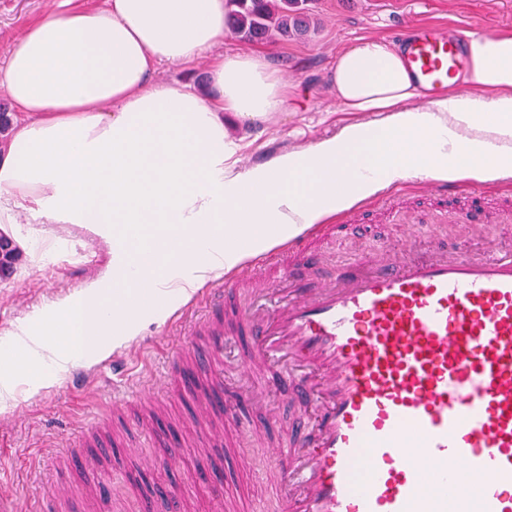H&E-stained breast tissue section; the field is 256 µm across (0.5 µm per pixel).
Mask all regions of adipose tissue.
<instances>
[{
  "mask_svg": "<svg viewBox=\"0 0 512 512\" xmlns=\"http://www.w3.org/2000/svg\"><path fill=\"white\" fill-rule=\"evenodd\" d=\"M30 23L0 68L23 115L0 146V224H78L100 235L103 274L0 341V401L62 382L186 304L206 281L303 227L422 174L512 177V33L468 32L465 67L435 106L398 43L362 37L327 74L331 137L242 169L225 116L253 121L294 92L269 56L220 52L228 0H104ZM212 62L205 91L156 82L160 65ZM372 112L382 122L368 121Z\"/></svg>",
  "mask_w": 512,
  "mask_h": 512,
  "instance_id": "obj_1",
  "label": "adipose tissue"
}]
</instances>
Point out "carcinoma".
Segmentation results:
<instances>
[{
	"label": "carcinoma",
	"instance_id": "1",
	"mask_svg": "<svg viewBox=\"0 0 512 512\" xmlns=\"http://www.w3.org/2000/svg\"><path fill=\"white\" fill-rule=\"evenodd\" d=\"M227 21L243 42L268 44L305 36L313 24L311 0H228Z\"/></svg>",
	"mask_w": 512,
	"mask_h": 512
}]
</instances>
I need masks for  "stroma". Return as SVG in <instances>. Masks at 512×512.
Instances as JSON below:
<instances>
[{
    "label": "stroma",
    "instance_id": "35a3bbf8",
    "mask_svg": "<svg viewBox=\"0 0 512 512\" xmlns=\"http://www.w3.org/2000/svg\"><path fill=\"white\" fill-rule=\"evenodd\" d=\"M312 8L318 22L314 35L269 47L283 78L299 87L288 111L227 125L231 136L245 144L244 162L304 147L357 121L356 113L337 111L325 75L337 50L358 38L389 37L398 20L426 23L448 34L512 31V0H314ZM62 9V0H0V63L32 21ZM448 190L455 209L468 210L473 193L483 195L494 207L501 200L512 201V178L487 183L462 179L449 184ZM334 221L348 225V232L339 234L335 245L315 244L317 257L303 268L305 277L334 276L357 255L424 258L435 251H452L461 242L474 254L512 249V223L495 224L479 217L465 223L427 224L414 234L409 224L391 222L375 196L337 213ZM17 238L24 240V247L18 248L13 267L0 271V337L15 331L37 310L98 277L110 259L108 243L75 224H31L22 213L17 224L0 230V240ZM138 338L140 347L128 358L134 378L161 373L172 357L192 347L191 325L177 312L163 321L144 322ZM236 361V345H227L224 387L241 401L249 422L224 423L223 447L190 451L176 467L154 460L151 448L135 451L136 433L159 421L164 431L193 440L191 401L173 392L162 395L168 413L157 419L135 405L130 388L113 387L109 359L73 370L61 384L31 394L19 391L14 405L0 413V492L13 500L16 512H36L39 499L53 486L47 475L55 470V449L73 442L84 418L95 415L109 448L102 469L114 480L116 499L105 503L93 496L78 466L69 465L64 474L78 495L82 512H115L121 502L127 512H170L169 505L150 496L148 488L153 484L190 485L189 496L181 502L182 512H225L224 499L229 495L246 510L261 504L263 468L226 464L224 450L233 447L241 456L265 458V468H278L279 460L268 455L267 449L274 442L287 443L296 411L288 392L273 385L267 387L261 404H252L251 380L236 368ZM76 378L84 380V391L72 389ZM116 401L126 406V417L117 424L112 421Z\"/></svg>",
    "mask_w": 512,
    "mask_h": 512
}]
</instances>
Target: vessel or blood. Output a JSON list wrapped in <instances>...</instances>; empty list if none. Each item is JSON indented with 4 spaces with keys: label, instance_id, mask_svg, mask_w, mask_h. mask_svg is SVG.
Masks as SVG:
<instances>
[{
    "label": "vessel or blood",
    "instance_id": "obj_1",
    "mask_svg": "<svg viewBox=\"0 0 512 512\" xmlns=\"http://www.w3.org/2000/svg\"><path fill=\"white\" fill-rule=\"evenodd\" d=\"M406 64L430 95L464 63L462 39L419 25L402 38ZM326 226L256 257L207 289L191 334L196 351L137 387L149 405L189 382L203 447L224 396V343L238 364L293 393L298 415L265 484L281 512H448L445 485L476 482L478 512H512V253L466 246L423 259L363 257L334 279L298 270ZM440 491L428 492L426 475Z\"/></svg>",
    "mask_w": 512,
    "mask_h": 512
}]
</instances>
